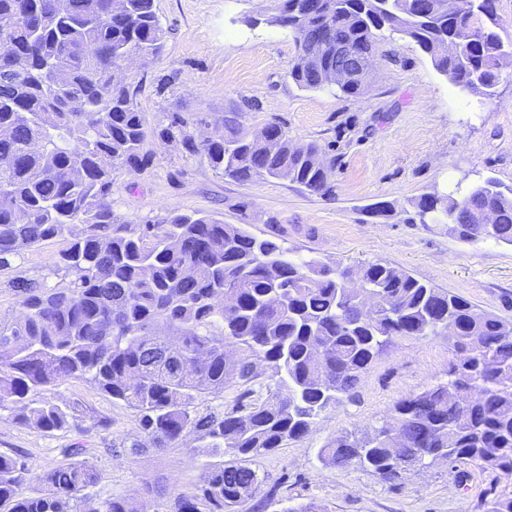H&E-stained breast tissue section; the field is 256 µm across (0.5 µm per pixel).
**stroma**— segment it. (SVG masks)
Here are the masks:
<instances>
[{"instance_id": "obj_1", "label": "stroma", "mask_w": 512, "mask_h": 512, "mask_svg": "<svg viewBox=\"0 0 512 512\" xmlns=\"http://www.w3.org/2000/svg\"><path fill=\"white\" fill-rule=\"evenodd\" d=\"M272 7V0H155L169 30L164 49L129 72L139 86L150 163L114 174V213L141 225L207 214L274 240L292 256L332 266L402 268L478 311L512 319V245L464 241L447 225L413 220V202L422 194L449 195L487 177L512 186V61L503 62L497 94L489 99L452 86L415 42L396 34L379 42L364 94L304 91L290 77L296 43L271 23ZM175 114L184 134L198 141L218 130L279 123L295 143H317L333 160L330 193L316 195L286 179L225 177L180 139H161ZM381 202L386 212L373 213ZM64 246L53 239L24 247L0 267V319L18 312L17 280L48 289L70 285L73 274L58 264ZM453 358L445 336L393 338L362 374L355 400L328 408L302 438L246 459L260 477L247 512H283L311 502L324 512H484L485 500L512 494V474L490 466L439 460L389 484L358 466L337 467L318 457L336 436L367 437L397 401L447 381ZM256 372L252 384L199 395L196 410L220 414L270 397L276 390L270 370L260 362ZM47 397L82 406L78 430L20 426L9 410L0 411V452L25 460L34 473L24 493H36V474L69 463L67 450L78 444L89 448L88 461L100 476L92 502L135 494L151 512H165L170 499L195 493L206 468L227 462L194 454L203 438L192 430L173 447L148 446L136 411L89 380L62 382ZM96 416L108 426L94 425Z\"/></svg>"}]
</instances>
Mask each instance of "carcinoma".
Instances as JSON below:
<instances>
[{"label": "carcinoma", "mask_w": 512, "mask_h": 512, "mask_svg": "<svg viewBox=\"0 0 512 512\" xmlns=\"http://www.w3.org/2000/svg\"><path fill=\"white\" fill-rule=\"evenodd\" d=\"M277 0L274 18L294 36L290 75L304 90L328 87L333 43L372 54L384 33L402 34L463 91L491 98L512 41L496 32V0ZM168 29L155 0H0V264L23 246L63 239L70 288L20 283L19 315L0 322V410L43 431L75 427L77 404L35 395L87 378L133 408L156 449L192 428L200 453L259 456L297 440L330 406L355 396L361 375L397 336L443 333L458 355L448 382L399 400L392 422L366 438L339 436L319 458L357 465L386 483L409 467L443 459L512 473V321L482 313L466 299L394 266L332 269L291 258L276 243L210 215H172L133 224L112 210V175L149 164L142 152L145 113L133 83L114 72L126 58H155ZM184 144L239 182L285 178L310 193L329 192L333 164L314 142L296 145L278 125L251 134H218ZM422 224H446L459 238L512 244V186L488 177L454 198L414 202ZM493 222H487V217ZM85 225L78 237L70 226ZM352 273L356 288L343 278ZM240 288L224 302V278ZM235 347L227 352L225 345ZM264 362L277 393L221 416H199L191 401L250 383ZM0 454V512H82L96 468L77 460L36 480ZM259 483L243 465L208 468L197 493L168 512H240ZM512 512V494L484 502ZM88 512H148L137 497H113Z\"/></svg>", "instance_id": "1"}]
</instances>
